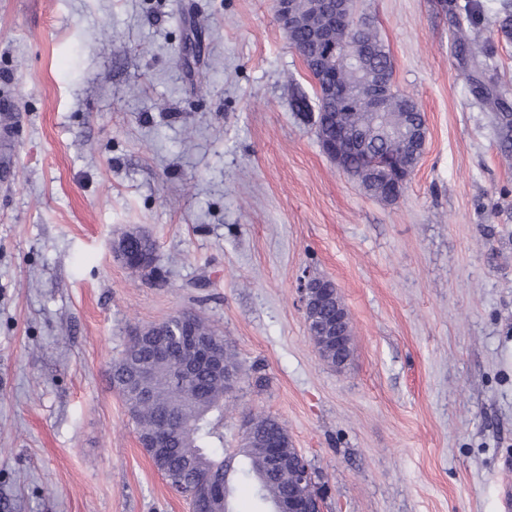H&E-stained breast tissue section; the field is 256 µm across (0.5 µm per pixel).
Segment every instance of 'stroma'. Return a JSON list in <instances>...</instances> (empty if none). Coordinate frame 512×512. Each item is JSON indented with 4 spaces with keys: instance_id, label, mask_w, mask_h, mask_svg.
Segmentation results:
<instances>
[{
    "instance_id": "1",
    "label": "stroma",
    "mask_w": 512,
    "mask_h": 512,
    "mask_svg": "<svg viewBox=\"0 0 512 512\" xmlns=\"http://www.w3.org/2000/svg\"><path fill=\"white\" fill-rule=\"evenodd\" d=\"M494 86L512 45L480 0ZM424 112L397 203L323 154L274 0H0V512H191L140 448L111 366L190 310L250 412L308 460L322 512H502L512 481V165L442 0H357ZM309 96L297 111L298 94ZM137 229L160 277L116 260ZM335 282L351 367L320 359L299 285Z\"/></svg>"
}]
</instances>
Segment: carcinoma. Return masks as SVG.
I'll return each mask as SVG.
<instances>
[{
	"mask_svg": "<svg viewBox=\"0 0 512 512\" xmlns=\"http://www.w3.org/2000/svg\"><path fill=\"white\" fill-rule=\"evenodd\" d=\"M448 11L455 18L456 31L474 28L478 25L474 6L468 2L460 5L454 0L446 3ZM502 17L497 21V34L507 43L512 42V0H503ZM331 20L336 23V42L343 51L357 46L361 55L358 68L338 65V81L343 88L355 92L359 107L344 103L341 96H316L317 112L328 115L339 126L347 129L351 137L359 141L361 150L348 156L344 172L357 180L365 190L378 193L372 170L366 167L367 159H385L403 166L411 162V143L405 137H380L373 133L364 112L366 100L373 91V85L364 80L367 72L378 78H393L394 59L388 46L379 33L375 23L357 18L360 26L355 34H350L348 21L331 13L320 12L313 17L315 22ZM289 44L302 57L305 67H313L320 55L319 48L311 40V32L302 28L288 36ZM471 58L489 68L488 60L493 51L490 42L467 43ZM496 112L494 123L498 149L501 156L512 160V112L500 99L494 100ZM387 111L411 125L425 122L414 99L398 90L387 99ZM154 242L137 232H129L120 238L115 254L124 264L132 259H142L152 253ZM153 350L140 346L133 338L112 363V385L121 394L133 417L137 434L147 438L157 434L163 426L170 428L168 450L159 456H150L154 466L167 483L174 484L182 479L201 478L214 480L224 489V501L215 508L220 512L230 509V476L224 467V437L215 431L213 421L220 417V408L224 406V379L208 373H197L189 378H177L174 366L151 361ZM151 361L152 386L151 397L145 399L131 383L132 369L137 362ZM253 427L260 436L257 446L240 448L241 457L238 472L252 481L255 496L273 508L278 501L289 495L290 482L288 471L299 464L300 459L288 437V431L272 416L251 415ZM277 445L280 455L288 459L278 471L265 472L263 462L264 449Z\"/></svg>",
	"mask_w": 512,
	"mask_h": 512,
	"instance_id": "1",
	"label": "carcinoma"
}]
</instances>
